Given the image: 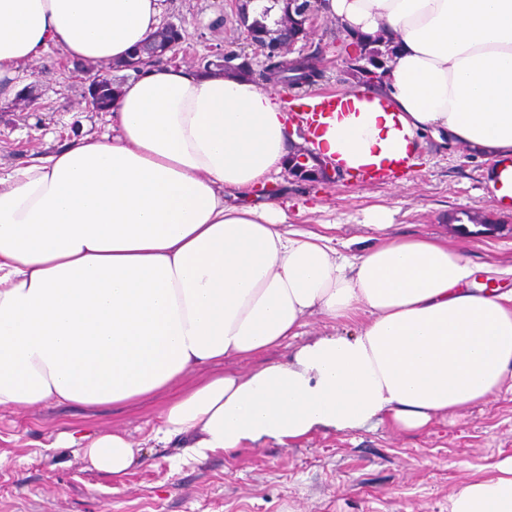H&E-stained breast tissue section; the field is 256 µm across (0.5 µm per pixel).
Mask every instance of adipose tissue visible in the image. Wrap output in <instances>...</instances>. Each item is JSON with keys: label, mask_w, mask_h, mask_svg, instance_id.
Masks as SVG:
<instances>
[{"label": "adipose tissue", "mask_w": 512, "mask_h": 512, "mask_svg": "<svg viewBox=\"0 0 512 512\" xmlns=\"http://www.w3.org/2000/svg\"><path fill=\"white\" fill-rule=\"evenodd\" d=\"M162 4L0 0V97L51 45L86 63L126 58L158 32ZM320 9L346 34L396 46L379 86L338 93L318 116L322 160L396 169L424 133L487 161L512 155V0ZM111 118V134L0 167V409L124 404L196 367L291 346L288 361L213 375L165 405L154 438L183 437L204 460L384 420L414 431L512 378V291L467 288L473 269L443 240L395 235L381 211L377 246L349 257L293 228L276 200L247 204L292 150L273 89L147 67ZM235 192L242 202H228ZM314 313L337 329L301 340ZM63 438L115 477L140 455L117 430ZM448 512H512V457L457 483Z\"/></svg>", "instance_id": "ef3b65f1"}]
</instances>
